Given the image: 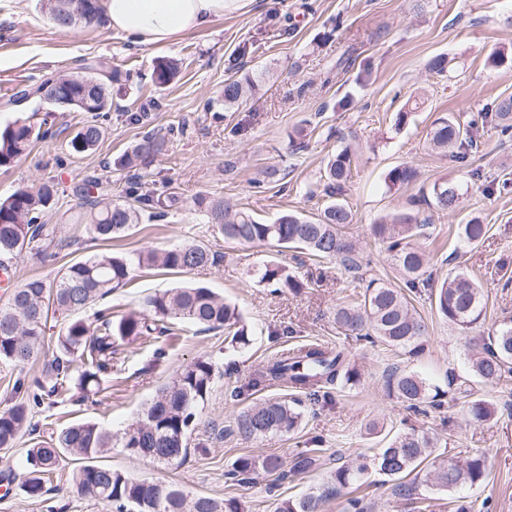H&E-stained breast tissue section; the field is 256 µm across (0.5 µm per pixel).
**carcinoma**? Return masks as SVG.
<instances>
[{"mask_svg": "<svg viewBox=\"0 0 512 512\" xmlns=\"http://www.w3.org/2000/svg\"><path fill=\"white\" fill-rule=\"evenodd\" d=\"M92 18L90 25L100 22L99 0H53L50 19L61 28L69 27L67 19L74 13ZM180 65L173 58H159L153 67L155 87L164 89L179 76ZM64 90L75 104L71 109L91 113L69 141L74 154H82L99 142L102 126L99 118L112 109V97L103 62L85 59L78 71L64 77ZM97 81V93L89 104H84V93L89 83ZM224 105L244 102L243 82L224 81ZM491 121L505 137L512 136V96L499 99L491 111L483 113L482 122ZM478 127L475 123L462 124L452 116L440 118L431 131L434 148L450 156L463 159L477 144ZM45 136L41 128L31 123H15L0 131V169L10 167L24 155L31 144ZM160 143L150 136L148 140L125 151L119 165L132 169L144 162ZM351 178V159L344 150L330 162L327 170L330 195L341 190ZM106 187L100 179H93L81 188L82 223L89 226L93 238L110 242L128 235L140 223L142 213L148 219L161 221L174 199L163 200L147 191L136 197V203L104 197ZM57 190L49 183L37 190L19 188L0 199V268L6 262L28 253L43 254L53 242L52 232L43 218L55 205ZM432 205L441 211L458 208L455 201L458 190L446 182H436L431 190ZM206 223L214 225L224 240L239 245H269L283 249L304 250L317 259L338 260L345 270L357 273L361 261L345 228L352 223V213L344 204L332 201L316 218L305 214L285 212L271 223L261 222L243 209H232L220 200H197ZM425 223L407 214H395L373 225L374 237L385 245L394 265L404 279L405 288H395L382 279H371L364 285L359 298L336 307L334 319L347 334L380 342L410 357L423 349L422 336L427 325L421 316L412 312L405 292L417 293L431 287L427 274L426 255L412 244V238ZM487 233V225L472 218L460 225L459 238L466 245L478 243ZM214 254L202 243H184L163 250L147 249L114 254L99 252L60 270L52 287L39 278H32L14 289L6 305L0 307V361L24 366L45 346V327L49 308L71 316L57 336V355L50 365V377L40 386L32 399H20L0 409V451H9L23 431L31 427L30 405L54 398L72 384L82 392L100 389L102 376L112 369V357L118 341L130 337L159 339L172 336L176 325L186 322L202 330L231 329V343L239 348L251 345L252 336L240 325L236 306L218 297L211 289L199 285H185L158 291L144 300V309L114 321L103 313L101 324L93 329L76 317L90 305L98 302L113 289L125 285L135 272L144 268L188 273L212 266ZM257 282L266 286L297 289L301 284L288 267L274 259L254 270ZM435 309L454 324L463 336L471 337L479 353L472 361L473 374L482 381H501L512 377V325L505 324L487 336L473 335L484 320V303L479 285L467 274L458 273L444 280L434 293ZM219 373L209 356L199 357L176 373L172 381L161 387L145 403L141 415L123 431L112 430L92 421L74 422L62 428L49 442H38L26 449L29 471L20 483V489L30 498H40L46 492L47 476L52 474L66 456L81 460L73 472L78 492L98 501L106 512H244L239 498L233 496L215 499L193 495L162 478L135 480L120 470L102 463V458L114 448L131 452L135 448H151L153 452L142 459L156 465L173 466L187 455L189 440L198 411L213 392ZM261 376L279 381L312 400L328 396L326 388L338 381L355 385L359 382L356 369L349 367L345 352L310 345L292 357L276 358L269 362ZM386 385L407 408L416 410L424 403L437 407L440 390L418 374L395 370L388 375ZM468 413L476 422L494 418L495 408L488 401L475 397L468 401ZM303 412L298 404L286 399H268L245 407L236 417L231 432L246 440H261L286 434L298 427ZM323 449L308 448L301 452L291 467L295 474L306 473L317 466ZM277 457L255 459L240 457L227 472L230 479L243 481L262 470L283 479ZM374 469L397 482L404 496L411 495L412 487L405 479L421 470L425 478L438 489L458 491L465 486L482 483L486 476V459L475 451L464 461L443 460L435 454L430 437L416 430L393 435L387 445L376 454L357 455L354 466L342 465L331 474L336 488L364 485L362 478ZM330 488L312 490L299 496L282 499L276 512H322Z\"/></svg>", "mask_w": 512, "mask_h": 512, "instance_id": "1", "label": "carcinoma"}]
</instances>
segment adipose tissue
Returning <instances> with one entry per match:
<instances>
[{
  "instance_id": "obj_1",
  "label": "adipose tissue",
  "mask_w": 512,
  "mask_h": 512,
  "mask_svg": "<svg viewBox=\"0 0 512 512\" xmlns=\"http://www.w3.org/2000/svg\"><path fill=\"white\" fill-rule=\"evenodd\" d=\"M251 0H100L114 32L143 46L165 44L215 18L246 8Z\"/></svg>"
}]
</instances>
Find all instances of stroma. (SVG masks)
<instances>
[{"label": "stroma", "mask_w": 512, "mask_h": 512, "mask_svg": "<svg viewBox=\"0 0 512 512\" xmlns=\"http://www.w3.org/2000/svg\"><path fill=\"white\" fill-rule=\"evenodd\" d=\"M499 52L503 64L492 65L490 56ZM439 55L447 60L445 71L428 70L429 60ZM160 57L179 60L181 70L159 93L151 73ZM83 58L103 60L113 71V103L99 144L77 155L69 142L87 113L49 112L38 97L20 91L45 77L70 74ZM245 77L254 82L251 95L242 105L225 107V79ZM511 95L512 0H255L248 11L154 46L132 45L105 21L92 28L58 27L43 0H0V130L29 121L51 131L10 168L0 169V198L54 183L57 203L44 221L67 242L63 249L49 248L46 256L11 262V286L0 287V305L11 287L31 278L54 285L62 267L104 249L125 253L201 242L218 254L217 265L186 276L136 272L105 306L117 319L141 310L146 296L189 280L235 304L254 336L251 346L240 349L224 330L185 325L172 341L124 340L99 392L66 393L54 405L32 407L35 430L8 453L0 452V471L24 476L30 444L73 421L122 431L184 366L211 355L223 375L199 414L187 457L178 466L160 468L116 448L106 464L134 479L163 478L193 494L239 497L252 512H275L276 496L326 484L336 467L354 462L356 453L377 452L381 437L369 431L375 423L387 431L429 432L445 458L481 451L486 479L464 489V497L490 500L492 512H512V380L474 381L472 347L437 313L428 292L413 296L428 325L422 355L410 358L368 344L345 335L333 319L336 306L359 292L358 280L339 261L226 243L196 206L201 197L221 200L265 222L285 212L316 216L332 200L325 193L329 161L350 151L352 178L333 199L352 212L347 234L366 275L399 284L392 259L375 243L371 228L387 215H416L427 226L414 243L427 256L433 279L459 272L474 278L485 301L484 328L495 329L512 319V138L484 125L477 148L469 150L466 161L455 162L432 149L429 133L438 117L451 114L465 123ZM401 111L407 120L400 125ZM149 134L164 137L162 151L144 169L117 167L116 159ZM398 166L411 169L413 177L394 186L388 174ZM93 176L108 182L115 199L125 198L138 180L143 189L174 197L175 203L164 220L143 221L118 241H96L77 221L78 189ZM438 180L459 189L457 210L429 204ZM473 217L488 231L478 245L469 246L459 241L458 226ZM277 255L301 281L299 291L275 292L253 276L256 266ZM66 321L62 313L49 316L45 347L24 368L0 364V407L13 399L16 379L29 385L45 380L54 340ZM309 343L344 350L360 374L358 384L336 386L328 401L307 402L300 426L290 434L258 441L231 435L245 406L290 398L287 388L257 383L256 377L284 349ZM393 365L440 388L457 387L456 403L428 408L423 415L405 410L384 383ZM469 389L495 406L493 420L471 421ZM308 448L323 449L318 466L284 480L278 494L270 493L272 478L260 471L240 484L225 477L239 457L275 456L287 466ZM74 467L72 460L62 462L37 500L18 485L0 487V512H103L78 493ZM367 481L370 512H417L423 497L430 500L429 512H450V493L431 489L422 479H415L406 498L378 473H369Z\"/></svg>", "instance_id": "obj_1"}]
</instances>
